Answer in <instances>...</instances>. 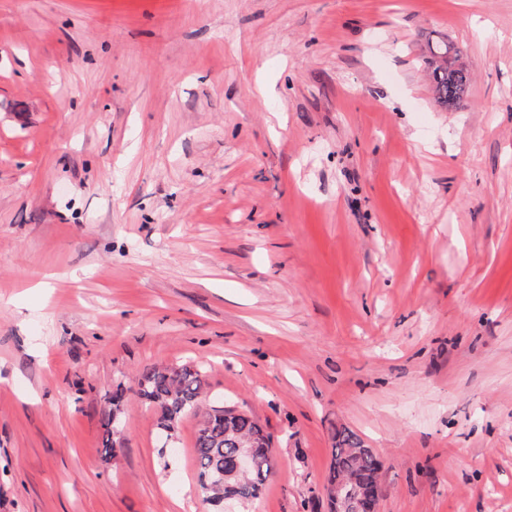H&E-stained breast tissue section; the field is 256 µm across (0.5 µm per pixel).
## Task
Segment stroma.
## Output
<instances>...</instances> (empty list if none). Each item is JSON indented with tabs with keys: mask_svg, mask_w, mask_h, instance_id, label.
Wrapping results in <instances>:
<instances>
[{
	"mask_svg": "<svg viewBox=\"0 0 512 512\" xmlns=\"http://www.w3.org/2000/svg\"><path fill=\"white\" fill-rule=\"evenodd\" d=\"M155 362L272 435L259 499L160 454ZM341 428L379 512H512V0H0V512H327ZM427 55L423 62L427 66L435 100L448 110L457 109L470 87L471 77L465 67L454 68L440 65L441 55H458V47L444 39L431 40L427 44ZM124 395L125 389L123 385L120 383L116 386L115 391L112 392V395L108 397V408L104 412L103 419V428H104V437H103V448L106 450L107 448H112L113 451V443H112V417L114 413H120L121 405H124ZM363 441L354 432L343 429L337 430L336 442L332 448L333 459L339 457L340 471L345 473L349 485L356 490L367 484L358 495V508L361 512H375L381 497L379 475L383 463L375 453H368L363 448Z\"/></svg>",
	"mask_w": 512,
	"mask_h": 512,
	"instance_id": "1",
	"label": "stroma"
}]
</instances>
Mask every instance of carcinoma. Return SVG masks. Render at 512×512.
Wrapping results in <instances>:
<instances>
[{
  "label": "carcinoma",
  "mask_w": 512,
  "mask_h": 512,
  "mask_svg": "<svg viewBox=\"0 0 512 512\" xmlns=\"http://www.w3.org/2000/svg\"><path fill=\"white\" fill-rule=\"evenodd\" d=\"M450 54L458 55V47L453 43L444 39L431 40L423 62L429 70L435 100L444 108L453 110L463 100L471 77L464 67H444L438 63L439 56ZM135 383L137 394L157 415L158 435L168 441L180 418L197 410L206 379L204 369L196 364H153L139 371ZM124 395L125 389L119 384L108 397L103 419L102 445L105 449L113 447L112 417L124 404ZM224 413L222 407L206 413L199 423L195 442L199 487L205 499L215 506L224 502L229 488L245 484L246 479L234 468V459L239 452L237 441L261 432V425L249 413L239 410L228 422L224 421ZM332 454L339 457L340 471L345 473L355 489L367 484L383 468L381 459L367 452L361 438L348 429L336 431ZM269 479V467L260 458L249 474L250 489L240 494L241 500L257 499Z\"/></svg>",
  "instance_id": "carcinoma-1"
}]
</instances>
